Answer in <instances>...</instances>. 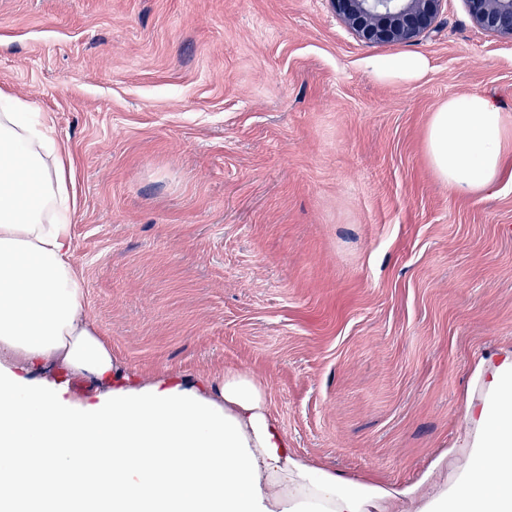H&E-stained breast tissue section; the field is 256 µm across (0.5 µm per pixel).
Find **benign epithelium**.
Wrapping results in <instances>:
<instances>
[{
	"mask_svg": "<svg viewBox=\"0 0 512 512\" xmlns=\"http://www.w3.org/2000/svg\"><path fill=\"white\" fill-rule=\"evenodd\" d=\"M446 0H331L336 15L367 44L414 43L435 29ZM472 22L512 39V0H465Z\"/></svg>",
	"mask_w": 512,
	"mask_h": 512,
	"instance_id": "obj_1",
	"label": "benign epithelium"
}]
</instances>
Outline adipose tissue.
Listing matches in <instances>:
<instances>
[{
    "mask_svg": "<svg viewBox=\"0 0 512 512\" xmlns=\"http://www.w3.org/2000/svg\"><path fill=\"white\" fill-rule=\"evenodd\" d=\"M35 109L0 93V512L30 488L58 506L77 487L97 512H369L388 497L420 501L418 512H512V353L477 366L483 397L464 406L458 477L393 492L294 454L260 384L239 371L225 370L214 393L119 375L70 262L72 160ZM511 146L512 114L478 93L443 101L427 129L435 173L462 195L494 185ZM19 364L109 391L72 400Z\"/></svg>",
    "mask_w": 512,
    "mask_h": 512,
    "instance_id": "obj_1",
    "label": "adipose tissue"
}]
</instances>
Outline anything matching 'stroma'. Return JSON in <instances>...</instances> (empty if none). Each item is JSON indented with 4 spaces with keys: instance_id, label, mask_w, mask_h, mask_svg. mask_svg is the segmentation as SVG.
<instances>
[{
    "instance_id": "1",
    "label": "stroma",
    "mask_w": 512,
    "mask_h": 512,
    "mask_svg": "<svg viewBox=\"0 0 512 512\" xmlns=\"http://www.w3.org/2000/svg\"><path fill=\"white\" fill-rule=\"evenodd\" d=\"M405 54L417 77L369 68ZM0 90L73 160L71 262L120 372L234 369L311 464L456 477L477 362L512 351V149L461 195L425 144L448 97L512 112V40L465 0L381 45L330 0H0Z\"/></svg>"
}]
</instances>
